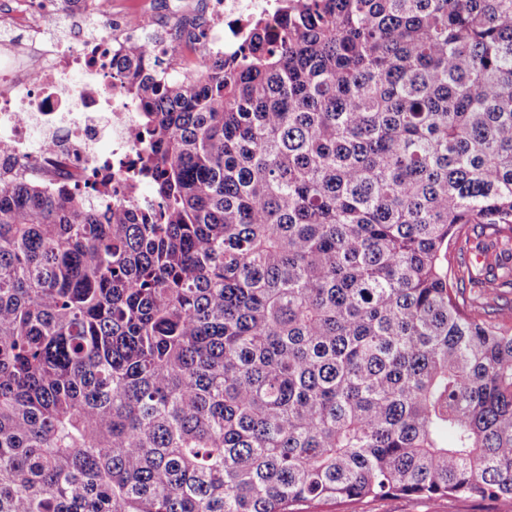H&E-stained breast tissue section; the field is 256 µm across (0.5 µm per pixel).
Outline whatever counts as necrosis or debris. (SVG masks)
Masks as SVG:
<instances>
[{
    "mask_svg": "<svg viewBox=\"0 0 512 512\" xmlns=\"http://www.w3.org/2000/svg\"><path fill=\"white\" fill-rule=\"evenodd\" d=\"M279 0H205L201 10L170 0L161 18L116 22L111 8L85 0L55 12L46 27L38 0L0 8V173L44 190H90L100 207H153L141 181L127 177L138 143V114L112 69L128 44L147 45L157 72L202 75L204 62L242 50L255 17H276ZM111 153L100 150L103 141Z\"/></svg>",
    "mask_w": 512,
    "mask_h": 512,
    "instance_id": "4bbe7bcc",
    "label": "necrosis or debris"
}]
</instances>
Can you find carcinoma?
I'll return each mask as SVG.
<instances>
[{
    "label": "carcinoma",
    "instance_id": "obj_1",
    "mask_svg": "<svg viewBox=\"0 0 512 512\" xmlns=\"http://www.w3.org/2000/svg\"><path fill=\"white\" fill-rule=\"evenodd\" d=\"M282 2L127 47L155 207L0 177V512L512 499V0Z\"/></svg>",
    "mask_w": 512,
    "mask_h": 512
}]
</instances>
